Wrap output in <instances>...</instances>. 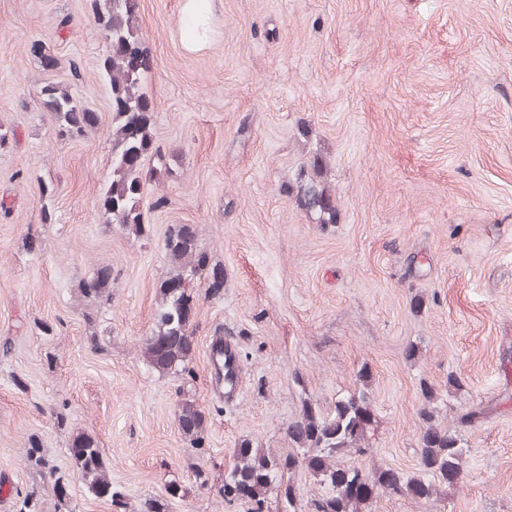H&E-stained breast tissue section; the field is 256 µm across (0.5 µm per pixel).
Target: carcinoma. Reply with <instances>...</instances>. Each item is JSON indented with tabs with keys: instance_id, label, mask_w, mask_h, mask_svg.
<instances>
[{
	"instance_id": "cac0c4a2",
	"label": "carcinoma",
	"mask_w": 512,
	"mask_h": 512,
	"mask_svg": "<svg viewBox=\"0 0 512 512\" xmlns=\"http://www.w3.org/2000/svg\"><path fill=\"white\" fill-rule=\"evenodd\" d=\"M92 4L106 49L102 67L112 93V171L103 191L104 214L112 224L141 232L144 186L170 171V156L155 142L153 107L142 92L145 69L137 66V60L145 54V48L136 19V0H92ZM42 96V105L51 112L60 135L71 138L95 128L86 119L87 107L67 89L47 85ZM287 189L310 222L336 223L335 191L328 182L322 155H313L301 168L296 183L287 185ZM165 248L174 270L161 283V304L145 342L144 356L157 370L183 374L191 353V343L184 340L192 333L185 315V305L192 297L190 281L205 270L212 279L222 269L215 263L199 262L203 251L195 247V229L190 225L176 226ZM111 284L110 273L91 275L84 280L81 293L102 301L108 297ZM358 381L362 389L337 398L326 415L313 403L303 405L286 429L288 452L276 455L242 445L235 463L224 470L220 486L224 500L242 512H264L273 498L279 512H302L295 486V477L302 472L327 489L326 494L310 500L308 512H368L381 491L430 500L465 477L471 449L461 443L456 431L439 421L440 397L425 382L420 384L425 403L419 412L422 431L417 472L365 468L358 463L373 453L368 432L375 418L368 373H359ZM179 424L194 445L202 444L204 417L195 406H182ZM73 446L80 449L73 460L89 493L119 503L123 495L112 487L99 448L85 437L75 439Z\"/></svg>"
}]
</instances>
